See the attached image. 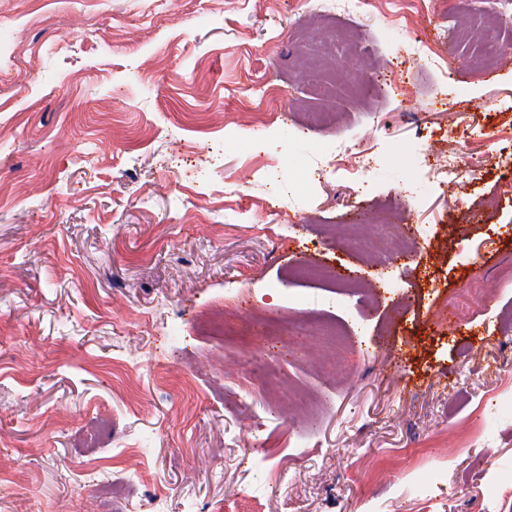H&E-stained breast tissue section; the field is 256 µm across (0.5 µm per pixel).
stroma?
I'll list each match as a JSON object with an SVG mask.
<instances>
[{
    "instance_id": "stroma-1",
    "label": "stroma",
    "mask_w": 512,
    "mask_h": 512,
    "mask_svg": "<svg viewBox=\"0 0 512 512\" xmlns=\"http://www.w3.org/2000/svg\"><path fill=\"white\" fill-rule=\"evenodd\" d=\"M504 45L487 0H0V512H512ZM316 10L325 13L352 15L362 8V0H314Z\"/></svg>"
}]
</instances>
